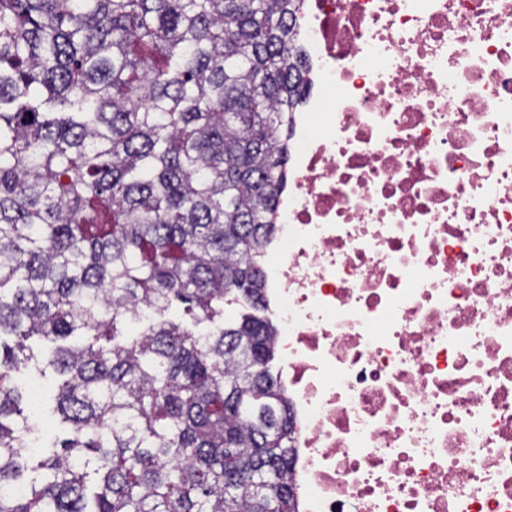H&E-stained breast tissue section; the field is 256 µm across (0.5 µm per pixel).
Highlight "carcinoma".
I'll use <instances>...</instances> for the list:
<instances>
[{"mask_svg": "<svg viewBox=\"0 0 512 512\" xmlns=\"http://www.w3.org/2000/svg\"><path fill=\"white\" fill-rule=\"evenodd\" d=\"M302 8L0 0V512H297L272 325L224 298L264 311ZM31 361L67 425L36 449Z\"/></svg>", "mask_w": 512, "mask_h": 512, "instance_id": "obj_1", "label": "carcinoma"}]
</instances>
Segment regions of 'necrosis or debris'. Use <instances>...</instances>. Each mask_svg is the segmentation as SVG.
I'll return each mask as SVG.
<instances>
[{"mask_svg": "<svg viewBox=\"0 0 512 512\" xmlns=\"http://www.w3.org/2000/svg\"><path fill=\"white\" fill-rule=\"evenodd\" d=\"M259 261L298 512H512V0H304Z\"/></svg>", "mask_w": 512, "mask_h": 512, "instance_id": "obj_1", "label": "necrosis or debris"}]
</instances>
